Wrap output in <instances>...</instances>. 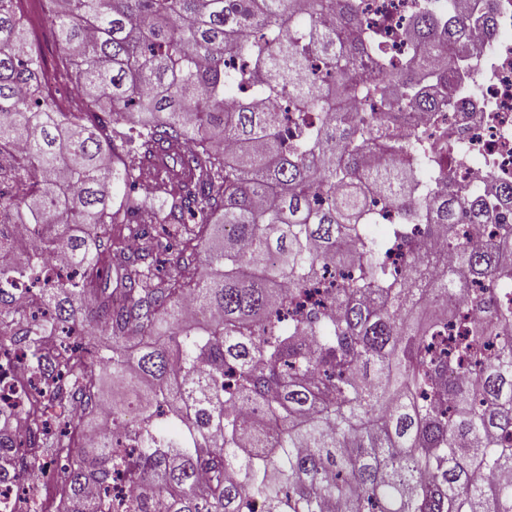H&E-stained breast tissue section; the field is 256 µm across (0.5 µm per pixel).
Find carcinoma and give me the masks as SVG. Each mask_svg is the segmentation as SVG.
Masks as SVG:
<instances>
[{
	"instance_id": "carcinoma-1",
	"label": "carcinoma",
	"mask_w": 512,
	"mask_h": 512,
	"mask_svg": "<svg viewBox=\"0 0 512 512\" xmlns=\"http://www.w3.org/2000/svg\"><path fill=\"white\" fill-rule=\"evenodd\" d=\"M17 2L0 0V145L22 150L0 153V225L35 241L0 260V348L40 385L0 410V480L65 461L59 512H111L90 492L116 471L131 512H512V183L473 194L447 137L394 129L453 106L491 16L423 9L396 59L361 0H47L97 107L60 112ZM156 161L190 175L157 205L133 192ZM374 195L397 209L384 238ZM151 224L181 240L176 275L158 278L151 238L123 255L116 303L86 229ZM54 252L79 276L27 296ZM189 299L215 320L188 322ZM99 327L112 346L70 342ZM97 415L130 451L83 443Z\"/></svg>"
}]
</instances>
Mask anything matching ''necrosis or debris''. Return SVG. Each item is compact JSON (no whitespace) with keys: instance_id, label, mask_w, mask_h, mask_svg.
<instances>
[{"instance_id":"necrosis-or-debris-1","label":"necrosis or debris","mask_w":512,"mask_h":512,"mask_svg":"<svg viewBox=\"0 0 512 512\" xmlns=\"http://www.w3.org/2000/svg\"><path fill=\"white\" fill-rule=\"evenodd\" d=\"M440 12L454 15L462 5L491 12L496 36L482 42L478 55L465 63L464 91L451 111L439 116L441 130L455 149L449 163L457 181L483 194L493 183L512 180V0H430ZM413 10V0H363L362 16L393 52H407L399 38ZM34 380L23 365V352L0 353V409L24 410ZM51 486L41 477L0 486V500L13 512L31 503L49 504Z\"/></svg>"}]
</instances>
